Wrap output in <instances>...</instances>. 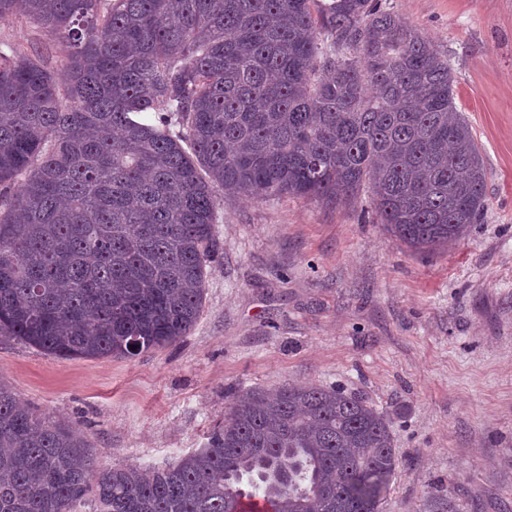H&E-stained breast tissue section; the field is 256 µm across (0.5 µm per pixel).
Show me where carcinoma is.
<instances>
[{
  "label": "carcinoma",
  "instance_id": "cac0c4a2",
  "mask_svg": "<svg viewBox=\"0 0 512 512\" xmlns=\"http://www.w3.org/2000/svg\"><path fill=\"white\" fill-rule=\"evenodd\" d=\"M52 36L0 51V338L132 358L196 324L222 251L217 195L366 189L417 253L466 236L487 169L454 75L381 0H0ZM389 419L336 387L250 390L208 446L149 473L0 382V512H379Z\"/></svg>",
  "mask_w": 512,
  "mask_h": 512
}]
</instances>
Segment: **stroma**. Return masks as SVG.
Returning a JSON list of instances; mask_svg holds the SVG:
<instances>
[{
  "instance_id": "obj_1",
  "label": "stroma",
  "mask_w": 512,
  "mask_h": 512,
  "mask_svg": "<svg viewBox=\"0 0 512 512\" xmlns=\"http://www.w3.org/2000/svg\"><path fill=\"white\" fill-rule=\"evenodd\" d=\"M382 2L448 59L488 172L482 223L417 254L364 193L220 194L223 253L176 344L66 360L0 339V380L97 465L172 464L251 389L338 386L390 421L399 466L380 512H512V0Z\"/></svg>"
}]
</instances>
